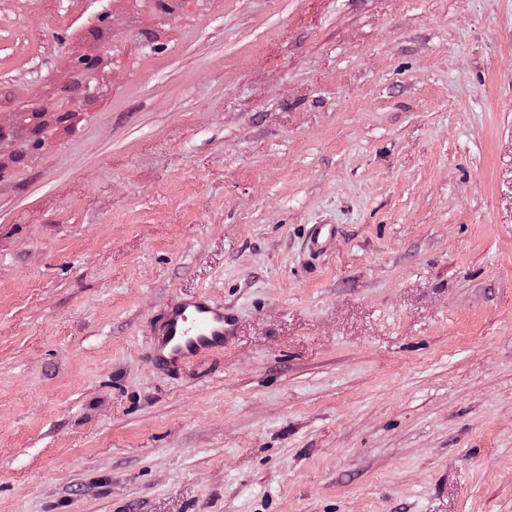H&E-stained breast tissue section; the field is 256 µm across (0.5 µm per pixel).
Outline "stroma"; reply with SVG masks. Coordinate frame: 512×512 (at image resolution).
Segmentation results:
<instances>
[{
    "mask_svg": "<svg viewBox=\"0 0 512 512\" xmlns=\"http://www.w3.org/2000/svg\"><path fill=\"white\" fill-rule=\"evenodd\" d=\"M65 102L0 169V512H512V0H0V119ZM234 330L235 318L206 296L178 300L167 309L151 353L158 366L177 368L223 348Z\"/></svg>",
    "mask_w": 512,
    "mask_h": 512,
    "instance_id": "stroma-1",
    "label": "stroma"
}]
</instances>
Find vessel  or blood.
Here are the masks:
<instances>
[{"mask_svg":"<svg viewBox=\"0 0 512 512\" xmlns=\"http://www.w3.org/2000/svg\"><path fill=\"white\" fill-rule=\"evenodd\" d=\"M234 330V317L209 298L179 300L167 309L151 353L158 366L176 368L201 354L223 348Z\"/></svg>","mask_w":512,"mask_h":512,"instance_id":"vessel-or-blood-1","label":"vessel or blood"}]
</instances>
